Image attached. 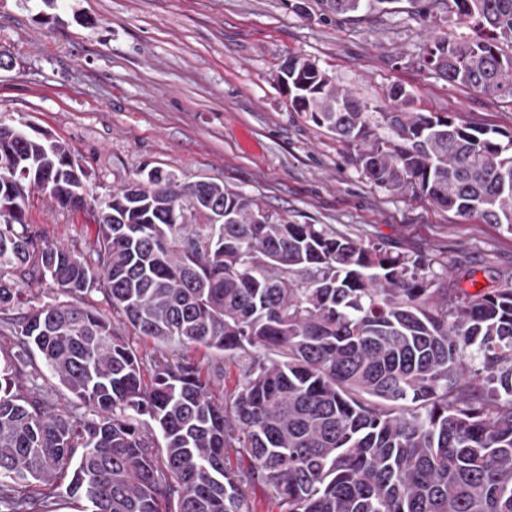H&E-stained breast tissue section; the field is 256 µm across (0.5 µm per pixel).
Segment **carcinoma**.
Segmentation results:
<instances>
[{"label":"carcinoma","mask_w":512,"mask_h":512,"mask_svg":"<svg viewBox=\"0 0 512 512\" xmlns=\"http://www.w3.org/2000/svg\"><path fill=\"white\" fill-rule=\"evenodd\" d=\"M320 2L348 18L399 0ZM408 3L473 33L432 35L418 69L512 102V0ZM283 75L368 182L512 232L511 132L419 112L399 85L375 125L311 61ZM87 181L65 143L0 124V512H54L64 482L79 512H250L258 483L280 512H512V286L471 292L432 258L160 168L91 210L86 255L32 230L33 194L81 209ZM43 281L64 299L31 303ZM125 328L152 341L148 385ZM212 354L239 369L229 393ZM38 360L50 382L28 387Z\"/></svg>","instance_id":"1"}]
</instances>
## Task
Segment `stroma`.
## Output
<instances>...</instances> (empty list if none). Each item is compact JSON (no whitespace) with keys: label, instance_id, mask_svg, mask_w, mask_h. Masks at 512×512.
<instances>
[{"label":"stroma","instance_id":"35a3bbf8","mask_svg":"<svg viewBox=\"0 0 512 512\" xmlns=\"http://www.w3.org/2000/svg\"><path fill=\"white\" fill-rule=\"evenodd\" d=\"M391 14L323 16L316 0H0V123L66 143L96 202L154 167L257 200L272 219L329 224L354 239L436 258L477 287L512 282V233L369 183L354 150L293 111L277 82L307 58L372 111L394 85L424 112L512 132V104L431 78L413 60L430 28ZM27 222L86 250L89 210L33 196Z\"/></svg>","mask_w":512,"mask_h":512}]
</instances>
